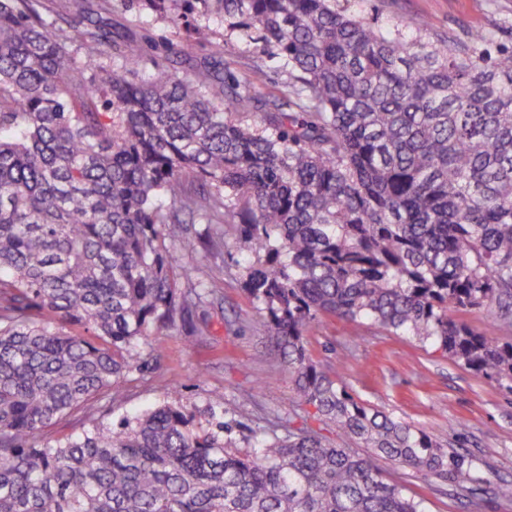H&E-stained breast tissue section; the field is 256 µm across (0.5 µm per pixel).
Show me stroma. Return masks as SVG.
I'll return each mask as SVG.
<instances>
[{
  "instance_id": "35a3bbf8",
  "label": "stroma",
  "mask_w": 512,
  "mask_h": 512,
  "mask_svg": "<svg viewBox=\"0 0 512 512\" xmlns=\"http://www.w3.org/2000/svg\"><path fill=\"white\" fill-rule=\"evenodd\" d=\"M351 10L388 30L415 35L414 24L426 20L438 35L469 27H489L497 43L512 46V0H343ZM130 45L154 71L151 42L179 35L151 12H144ZM224 65L237 77L249 78L259 94L286 81L278 59L256 57L233 38L224 42ZM192 254L219 268L214 285L220 307L208 310L209 332L195 336L192 325L177 322L167 331L144 337L128 355L129 368L113 395H100L80 410L107 422L170 403L197 411L217 423L235 418L229 435L245 447L252 429L275 418L293 426L313 423L314 409L294 401L288 365L271 340L255 305L242 287L243 271L236 256L206 257L199 241L178 245L176 256ZM165 347L156 361L142 364L148 346ZM312 358L336 374L358 402L423 428L447 448L472 459L479 481L470 490L424 480L410 469L384 464L385 475L423 497L429 512H512V500L493 489L512 483V392L476 375L448 358L432 341L393 336L371 321L352 323L322 318L306 337ZM223 396L224 407L212 404Z\"/></svg>"
}]
</instances>
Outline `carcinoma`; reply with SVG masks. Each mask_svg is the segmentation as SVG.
I'll return each mask as SVG.
<instances>
[{
    "mask_svg": "<svg viewBox=\"0 0 512 512\" xmlns=\"http://www.w3.org/2000/svg\"><path fill=\"white\" fill-rule=\"evenodd\" d=\"M117 4L184 33L168 66L140 75ZM43 9L0 0V512H429L382 461L476 484L466 456L348 396L305 337L366 318L512 392V48L489 28L406 38L340 0ZM211 21L282 61L279 95L224 72L222 34L207 80L177 68ZM250 112L263 128L232 119ZM194 224L241 259L296 400L336 441L273 422L234 451L231 422L163 404L39 443L112 394L139 339L218 301L173 254ZM492 308L506 341L463 319Z\"/></svg>",
    "mask_w": 512,
    "mask_h": 512,
    "instance_id": "1",
    "label": "carcinoma"
}]
</instances>
